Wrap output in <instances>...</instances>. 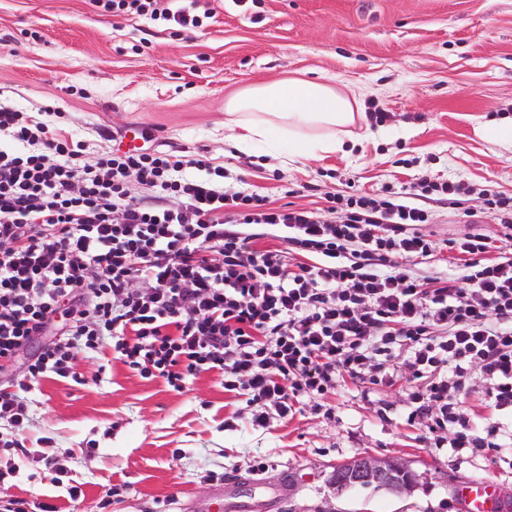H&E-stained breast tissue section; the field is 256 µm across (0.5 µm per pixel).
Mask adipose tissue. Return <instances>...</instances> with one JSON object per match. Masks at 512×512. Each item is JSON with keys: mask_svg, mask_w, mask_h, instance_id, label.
<instances>
[{"mask_svg": "<svg viewBox=\"0 0 512 512\" xmlns=\"http://www.w3.org/2000/svg\"><path fill=\"white\" fill-rule=\"evenodd\" d=\"M226 125L242 142H262L284 157L321 158L352 141L356 99L315 81L283 79L253 85L224 105Z\"/></svg>", "mask_w": 512, "mask_h": 512, "instance_id": "1", "label": "adipose tissue"}]
</instances>
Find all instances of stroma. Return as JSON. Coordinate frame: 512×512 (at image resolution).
Here are the masks:
<instances>
[{"label": "stroma", "mask_w": 512, "mask_h": 512, "mask_svg": "<svg viewBox=\"0 0 512 512\" xmlns=\"http://www.w3.org/2000/svg\"><path fill=\"white\" fill-rule=\"evenodd\" d=\"M200 16L194 30L146 16H115L90 0H0V106L45 120L60 111L95 163L133 134L141 147L182 160L204 150L223 167L217 186L256 191L273 206L327 218L330 193L373 194L417 178L452 181L473 210L416 198L436 245L414 266L446 271L447 243L479 233L491 257H512V240L484 208L483 190L512 195V147L481 126L512 117V0H168ZM288 78L330 84L360 102L367 123L355 144L296 162L247 147L224 125L234 93ZM383 111L376 122L375 111ZM81 383L41 379L33 420L0 436L11 499L55 504L60 512H465L462 482L488 479L512 512V453L498 448H431L427 421L407 419L412 384L396 366L394 384L341 383L321 406L306 400L293 417L252 427L243 398L225 392L216 371L186 389L142 377L112 349L77 354ZM371 455L404 462L406 491L337 488L336 465ZM268 469L253 475L255 458ZM79 487L70 498V487Z\"/></svg>", "instance_id": "obj_1"}]
</instances>
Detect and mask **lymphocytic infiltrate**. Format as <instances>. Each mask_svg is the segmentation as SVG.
<instances>
[{
  "instance_id": "1",
  "label": "lymphocytic infiltrate",
  "mask_w": 512,
  "mask_h": 512,
  "mask_svg": "<svg viewBox=\"0 0 512 512\" xmlns=\"http://www.w3.org/2000/svg\"><path fill=\"white\" fill-rule=\"evenodd\" d=\"M113 15L198 26L162 0H91ZM0 362L34 337L50 342L14 390H0V418L28 423L25 395L44 378L75 379V355L111 347L131 369L183 391L199 372L220 371L224 390L244 396L251 423L288 418L337 380L357 383L366 367L393 382L405 356L412 379L408 420L432 418L433 448L512 447V258H489L480 234L449 241L461 273L418 277L412 263L433 243L419 232L416 194L458 195L428 179L381 196L332 194L336 223L313 212L271 207L257 192L227 194L224 171L207 156L198 174L143 149L103 153L80 164L82 142L28 113L0 107ZM178 201L135 203L129 175ZM406 203H398L399 195ZM282 247L261 249L266 231ZM489 384L499 416L485 438L469 437L460 400L472 367ZM455 436L443 440L442 430Z\"/></svg>"
}]
</instances>
